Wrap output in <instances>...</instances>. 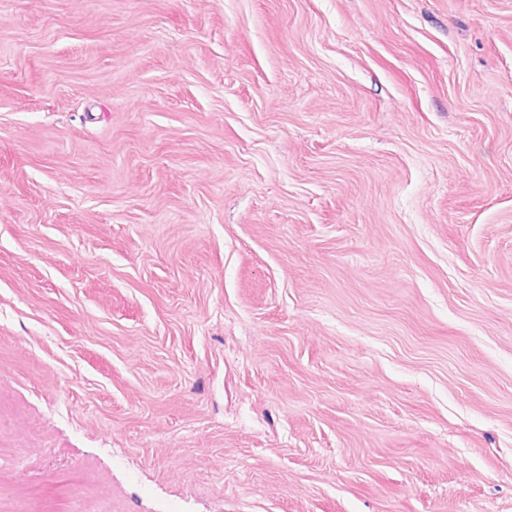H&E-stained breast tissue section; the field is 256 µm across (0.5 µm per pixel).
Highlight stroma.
Returning a JSON list of instances; mask_svg holds the SVG:
<instances>
[{"label": "stroma", "instance_id": "1", "mask_svg": "<svg viewBox=\"0 0 512 512\" xmlns=\"http://www.w3.org/2000/svg\"><path fill=\"white\" fill-rule=\"evenodd\" d=\"M0 512H512V0H0Z\"/></svg>", "mask_w": 512, "mask_h": 512}]
</instances>
